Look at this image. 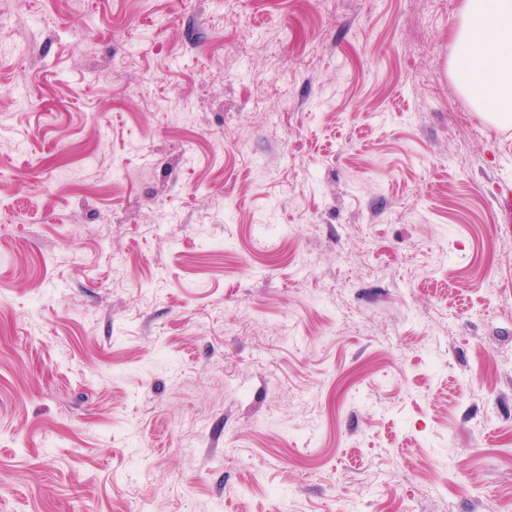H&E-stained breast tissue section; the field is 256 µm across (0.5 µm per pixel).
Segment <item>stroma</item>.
Wrapping results in <instances>:
<instances>
[{"label": "stroma", "instance_id": "35a3bbf8", "mask_svg": "<svg viewBox=\"0 0 512 512\" xmlns=\"http://www.w3.org/2000/svg\"><path fill=\"white\" fill-rule=\"evenodd\" d=\"M461 6L0 0V512H512Z\"/></svg>", "mask_w": 512, "mask_h": 512}]
</instances>
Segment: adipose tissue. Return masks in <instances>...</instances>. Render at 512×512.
<instances>
[{
  "instance_id": "1",
  "label": "adipose tissue",
  "mask_w": 512,
  "mask_h": 512,
  "mask_svg": "<svg viewBox=\"0 0 512 512\" xmlns=\"http://www.w3.org/2000/svg\"><path fill=\"white\" fill-rule=\"evenodd\" d=\"M452 71L477 110L512 122V0H463Z\"/></svg>"
}]
</instances>
